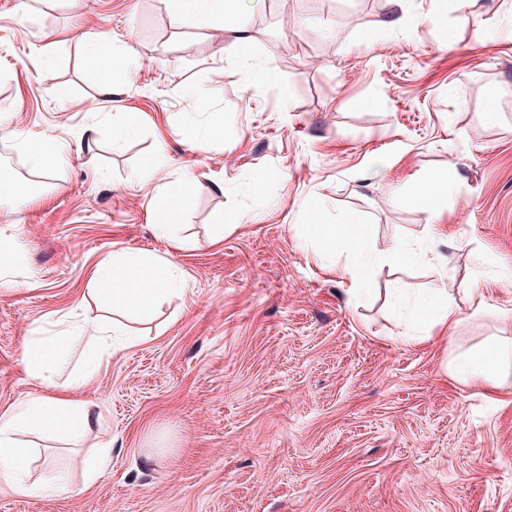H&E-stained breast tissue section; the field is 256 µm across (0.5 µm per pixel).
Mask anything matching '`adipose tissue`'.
Segmentation results:
<instances>
[{"label": "adipose tissue", "instance_id": "adipose-tissue-1", "mask_svg": "<svg viewBox=\"0 0 512 512\" xmlns=\"http://www.w3.org/2000/svg\"><path fill=\"white\" fill-rule=\"evenodd\" d=\"M167 4L175 21L190 19L208 26L225 18L233 21L240 43L250 39L244 18L233 0H167ZM120 51V46L101 36L89 38L84 44L91 66L104 79L98 109L112 105V85L107 78ZM317 230L322 240L315 255L323 266L335 267L337 255L342 254L353 260L352 266L345 268V276L359 285L370 280L375 265L363 260L365 225L321 224ZM169 272L170 263L161 256L121 250L93 268L90 280L103 286L112 309L146 312L160 305L169 293L181 291V282L171 278ZM414 318L423 324L452 328L460 320V310L447 289L436 288L417 304ZM19 364L29 378L40 383L43 391L0 413V484L16 493L35 496L47 491L48 486L29 476L33 458L25 434L35 433L55 443L67 444L76 435L90 434L96 421L86 406L68 397L67 387L56 383L58 356L42 338L34 337L26 343ZM450 369L463 382L497 389L512 375V340L505 338L478 353L456 357Z\"/></svg>", "mask_w": 512, "mask_h": 512}]
</instances>
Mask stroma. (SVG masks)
<instances>
[{"instance_id": "1", "label": "stroma", "mask_w": 512, "mask_h": 512, "mask_svg": "<svg viewBox=\"0 0 512 512\" xmlns=\"http://www.w3.org/2000/svg\"><path fill=\"white\" fill-rule=\"evenodd\" d=\"M239 7L245 46L220 22L175 23L166 0H0V147L24 159L40 139L66 144L40 192L0 207V412L41 392L18 365L39 334L63 358L57 382L98 420L75 445L36 450L32 479L66 487L0 485V512H512V379L489 393L448 371L512 337V0ZM93 34L132 49L101 112ZM269 61L270 79L251 81ZM131 115L136 134L113 148ZM208 126L220 132L205 141ZM432 171L447 179L433 218L405 199ZM174 183L187 201L170 211ZM356 219L368 257L409 254L357 293L345 257L322 267L303 233ZM122 249L166 257L187 289L150 319L126 315L139 342L85 380L89 345L61 320L100 313L90 271ZM440 281L455 331L402 339ZM105 445L109 467L84 486L81 459Z\"/></svg>"}]
</instances>
